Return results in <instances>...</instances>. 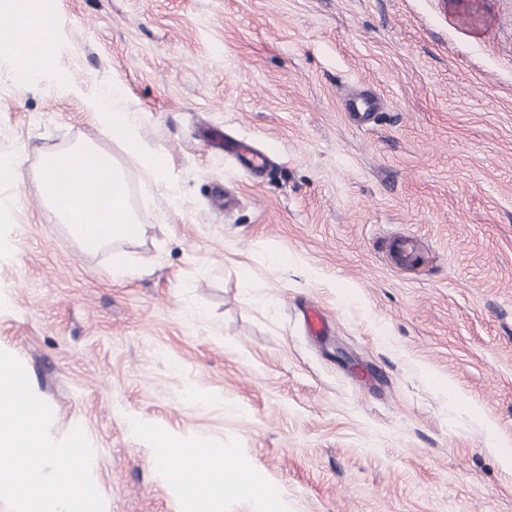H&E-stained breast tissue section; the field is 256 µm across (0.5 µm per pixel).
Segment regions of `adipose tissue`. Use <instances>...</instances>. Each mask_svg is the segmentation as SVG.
Instances as JSON below:
<instances>
[{"label":"adipose tissue","instance_id":"ef3b65f1","mask_svg":"<svg viewBox=\"0 0 512 512\" xmlns=\"http://www.w3.org/2000/svg\"><path fill=\"white\" fill-rule=\"evenodd\" d=\"M0 4L15 18L14 29H0V57L13 61L21 82L39 79L54 66L53 58L44 51L45 46L57 43L52 4L49 0H0ZM23 29L34 33L33 41L18 38ZM88 107L103 131L119 147L131 150L154 182H161L160 156L141 143L135 114L99 99L89 100ZM40 184L50 216L64 224L86 250L111 249L113 271L123 273L130 268L124 246L141 237L142 226L128 199L124 169L112 154L86 141L47 154L41 160ZM133 428L151 445L170 482L192 501L204 503L228 494L252 499L261 492L271 499L276 496L273 490H259L226 450L208 441L187 444L141 422Z\"/></svg>","mask_w":512,"mask_h":512}]
</instances>
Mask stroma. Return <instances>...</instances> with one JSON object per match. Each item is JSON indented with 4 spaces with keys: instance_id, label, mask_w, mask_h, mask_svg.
<instances>
[{
    "instance_id": "stroma-1",
    "label": "stroma",
    "mask_w": 512,
    "mask_h": 512,
    "mask_svg": "<svg viewBox=\"0 0 512 512\" xmlns=\"http://www.w3.org/2000/svg\"><path fill=\"white\" fill-rule=\"evenodd\" d=\"M53 7L80 94L0 66V158L24 177L0 216V350L52 440L83 430L105 512H275L198 508L135 421L226 448L289 512H512V0ZM117 87L163 186L86 107ZM365 91L379 108L358 123ZM84 139L126 169L138 270L44 217L43 153ZM405 239L417 262L395 259Z\"/></svg>"
}]
</instances>
